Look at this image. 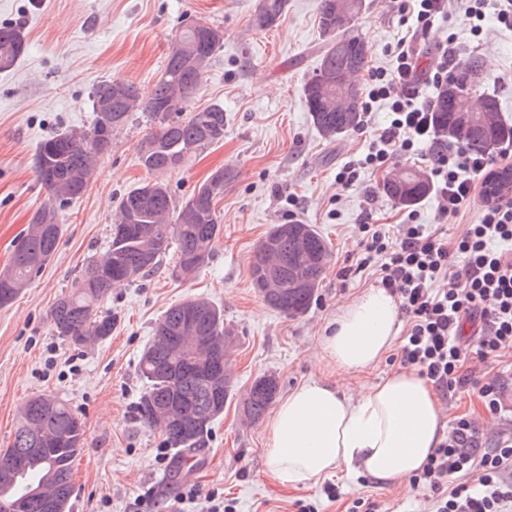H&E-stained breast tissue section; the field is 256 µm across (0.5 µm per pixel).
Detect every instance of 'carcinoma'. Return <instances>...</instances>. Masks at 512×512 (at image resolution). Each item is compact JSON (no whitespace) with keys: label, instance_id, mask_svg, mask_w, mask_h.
<instances>
[{"label":"carcinoma","instance_id":"cac0c4a2","mask_svg":"<svg viewBox=\"0 0 512 512\" xmlns=\"http://www.w3.org/2000/svg\"><path fill=\"white\" fill-rule=\"evenodd\" d=\"M288 0H258L252 23L267 30L282 17ZM320 0L318 25L326 38L318 70L337 80L364 69L368 43L354 33L355 22L366 0ZM224 45V32L207 22L195 30L181 29L172 38L163 74L150 95H140L135 84H128L129 97L112 102L108 121L94 112L87 131H61L43 140L35 153L38 179L49 192V203L33 215L26 234L16 246L8 265L0 269V306L13 301L28 287L32 274L38 272L55 255L61 234L59 213L52 201H66L83 195L96 168L100 153L112 144V132L124 126L133 113L145 112L158 130L147 135L142 144L152 146L139 155L141 165L149 173H163L181 167L196 151L208 144L224 140V108L211 105L187 111L203 75L212 66ZM202 47V61L193 66L187 51ZM27 50L25 32L17 25L0 26V71L13 68ZM481 59L469 56L458 66L452 84L459 87L469 72L480 69ZM303 95L315 128L332 139L355 129L362 118L363 98L355 93L346 110L336 109V85L324 86L308 80ZM485 122L468 124L461 120L456 98L448 93V85L439 87L433 100L432 119L438 140L461 143L474 153L492 152L503 144H512V124L500 119L498 100L483 95ZM405 182H383V192L396 204L409 207L430 193L431 183L422 170L406 169ZM119 218L112 225L109 247L105 255L84 268L71 291L59 297L51 311L57 335L73 345L82 346L102 341L112 335L114 321L110 315L98 314L100 302L116 284L144 279L161 265L170 244H175L178 261L171 276L188 277L208 263L212 246L221 232L216 205L209 202L208 183H203L186 202L173 203L167 186L159 180H146L127 192L119 202ZM53 225L47 232L43 225ZM274 241L277 251L273 262L280 275L290 271L316 253L320 261L307 266L308 287L288 288L280 297L266 303L278 312L294 318L310 307L329 260L328 245L311 224L291 222L276 224L256 246L251 264L252 282L265 275L259 256L267 242ZM196 309L194 331L183 328L184 308ZM211 337L212 361H224V313L203 298H190L168 309L157 324L155 336L143 351L138 370L147 387L139 403L140 418L150 426L163 428L162 406L173 398L189 403L192 408L178 433L166 434V440L186 455H192L222 416L224 409L211 403L212 381L190 370L198 359L188 335ZM267 380L259 385L261 380ZM256 378L241 398L250 419L260 420L275 401L279 384L275 378ZM85 429L68 404L52 394H37L19 408L17 425L10 452L0 454V478L11 477L3 493L9 498L25 499L27 512H41L42 494L68 499L72 493V467L84 443ZM57 440L44 455L29 461L18 474L10 472L15 457L42 441Z\"/></svg>","mask_w":512,"mask_h":512}]
</instances>
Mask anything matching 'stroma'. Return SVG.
Wrapping results in <instances>:
<instances>
[{
	"label": "stroma",
	"instance_id": "stroma-1",
	"mask_svg": "<svg viewBox=\"0 0 512 512\" xmlns=\"http://www.w3.org/2000/svg\"><path fill=\"white\" fill-rule=\"evenodd\" d=\"M318 2L288 0L278 24L260 31L252 24L256 0H0V25L19 24L27 36L23 58L0 73V268L48 199L34 170L39 144L57 131L89 129L92 90L100 81H129L149 94L171 37L188 20L224 31V46L192 101L196 108L223 107L224 139L160 176L181 204L216 169L232 172L217 205L222 231L210 262L192 277L175 278L170 253L151 276L115 286L99 306L114 319L106 340L75 346L54 334L55 301L88 259L107 250L121 196L148 178L138 146L155 125L139 113L113 133L87 191L60 207L54 257L11 304L0 307V449L9 447L26 399L41 393L63 398L86 430L73 466L69 512H153L138 503L143 487H155L164 503L190 485L233 499L236 512H299L309 503L317 512H346L359 496L374 499L380 512H430L427 491L405 480L379 485L340 471L329 478L341 491L336 501L319 484L289 487L265 462L269 418L248 421L237 401L263 375L277 378L284 397L310 380H330L353 392L399 368L386 357L366 372L341 376L318 356V342L340 303L377 284L373 277L338 275L356 262L364 211H372L374 223L398 224L404 209L384 194V179L397 169L431 168L419 155L365 174L357 188L337 184V168L362 152L386 114L375 107L368 126L334 139L313 126L302 87L325 42ZM366 3L354 31L370 47L367 65L391 66L390 48L404 31L396 0ZM452 31L460 56L482 58L481 88L496 96L501 119L511 124L512 85L506 79L512 76V32L491 18L485 34L473 38L456 12L423 41L434 44ZM297 221L316 227L331 258L307 312L290 318L253 287L250 261L274 225ZM194 297L221 308L237 338L228 362L235 396L191 464L182 465L163 432L139 417L146 383L137 365L164 312ZM162 447L163 460L157 457Z\"/></svg>",
	"mask_w": 512,
	"mask_h": 512
}]
</instances>
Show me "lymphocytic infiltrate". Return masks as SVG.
Returning a JSON list of instances; mask_svg holds the SVG:
<instances>
[{
	"instance_id": "f902f5d3",
	"label": "lymphocytic infiltrate",
	"mask_w": 512,
	"mask_h": 512,
	"mask_svg": "<svg viewBox=\"0 0 512 512\" xmlns=\"http://www.w3.org/2000/svg\"><path fill=\"white\" fill-rule=\"evenodd\" d=\"M452 0H400L413 21L391 50L393 68L375 67L365 80V113L377 103L389 112L359 158L336 173L343 188L357 186L363 171H378L398 157L425 151L432 163V188L439 223H417L407 213L397 234L363 220L356 273L373 272L380 285L399 299L405 319L396 358L430 382L439 395L475 390L489 413L504 411L498 377L475 376L471 363L496 367L512 353V195L478 204L479 182L488 177L492 158L436 139L424 85L447 81L457 66V37L449 35L421 62L418 38L451 12ZM473 37L483 33L487 14L512 31V0H463ZM468 211L477 221L459 237H449L445 220ZM409 483L427 489L433 512H512V431L483 441L469 414L455 416L449 431Z\"/></svg>"
}]
</instances>
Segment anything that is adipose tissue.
<instances>
[{
	"label": "adipose tissue",
	"mask_w": 512,
	"mask_h": 512,
	"mask_svg": "<svg viewBox=\"0 0 512 512\" xmlns=\"http://www.w3.org/2000/svg\"><path fill=\"white\" fill-rule=\"evenodd\" d=\"M400 329L395 297L371 288L342 304L320 348L337 370L363 372L385 356ZM443 433L436 395L414 371H395L354 396L313 380L278 404L264 455L295 486L341 467L389 484L416 474Z\"/></svg>",
	"instance_id": "1"
}]
</instances>
